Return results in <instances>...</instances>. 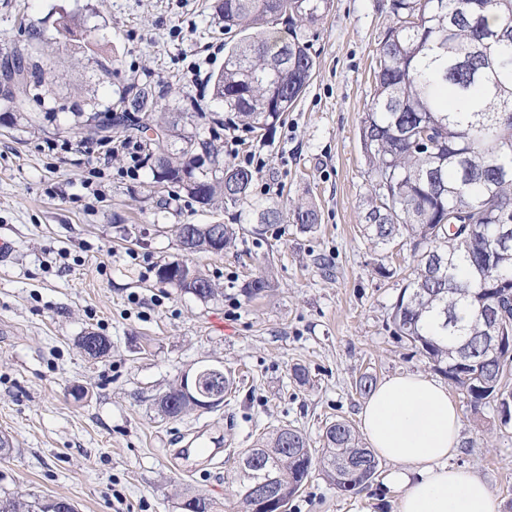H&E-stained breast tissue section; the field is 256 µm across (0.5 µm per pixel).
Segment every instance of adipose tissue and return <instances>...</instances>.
<instances>
[{"mask_svg": "<svg viewBox=\"0 0 512 512\" xmlns=\"http://www.w3.org/2000/svg\"><path fill=\"white\" fill-rule=\"evenodd\" d=\"M368 446L391 464L384 483L397 491V512H498L491 488L451 465L460 444L456 400L420 372L393 375L360 412Z\"/></svg>", "mask_w": 512, "mask_h": 512, "instance_id": "adipose-tissue-1", "label": "adipose tissue"}]
</instances>
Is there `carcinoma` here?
<instances>
[{"mask_svg":"<svg viewBox=\"0 0 512 512\" xmlns=\"http://www.w3.org/2000/svg\"><path fill=\"white\" fill-rule=\"evenodd\" d=\"M327 0H217L215 10L224 33L239 38L224 44V70L210 77L214 100L236 113L249 133L272 131L305 92L316 66L301 24L318 20ZM396 22L378 42L374 94L360 127L368 161L369 194L362 213L364 236L376 247L396 242L409 247L410 273L391 319L394 333L406 339L432 367L458 384L471 410L494 402L512 415V361L485 354L486 336L500 324L512 331V304L485 307L486 289L500 277H512V257L495 259L490 243L512 212V0H392ZM288 17V35L277 28ZM496 31L494 46L480 42L478 28ZM147 88L120 97L119 105L145 102ZM133 129L172 130L183 140L182 155L164 152L165 138L153 139L162 169L159 183L181 184L209 205L246 206L260 224H279L284 215L303 232L319 224L316 207L258 200L252 195L255 173L223 163L211 145L193 154L196 137L164 119ZM432 146H420L422 131ZM467 213L471 234L462 239L448 231V210ZM230 224H203L190 252L218 253L234 244ZM180 291L206 299L217 288L195 268ZM469 365L458 368L460 351ZM257 454L255 479L270 480L292 500L317 468L336 488L349 492L375 474L377 460L353 426L338 419L326 427L321 452L312 449L295 427L277 426L240 453ZM10 512H47L41 497H0ZM213 502L188 492L182 512H213Z\"/></svg>","mask_w":512,"mask_h":512,"instance_id":"1","label":"carcinoma"}]
</instances>
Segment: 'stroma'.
<instances>
[{
  "mask_svg": "<svg viewBox=\"0 0 512 512\" xmlns=\"http://www.w3.org/2000/svg\"><path fill=\"white\" fill-rule=\"evenodd\" d=\"M216 0H0V65L16 50L42 72L14 85L0 72V237L14 250L0 262V496L64 497L79 512H180L186 490L236 512L238 450L288 424L318 445L326 426L359 424L362 373L377 380L427 372L390 315L401 291L399 247L374 248L361 234L369 188L361 121L373 96V57L392 22L391 0H328L307 27L316 70L295 108L264 137L233 129L212 99L224 67ZM85 32L68 41L60 17ZM150 87L185 134L219 146L225 160H264L256 185L269 198L315 205L316 231L291 220L258 230L246 209L205 206L185 188H158L152 164L129 156L101 163L103 138L151 142L112 124L122 92ZM29 110L6 107L5 95ZM232 224L223 253L188 254L178 224ZM183 261L216 283L207 299L160 283L158 268ZM262 275L272 288L247 298ZM111 342L93 360L76 346L88 332ZM234 371L238 388L212 410L168 418L155 404L184 372ZM308 374L293 377L294 366ZM87 392L75 401L72 386ZM462 423L452 462L473 469L512 512V423L495 405L472 412L448 383ZM375 476L351 492L313 471L288 512H395L396 493Z\"/></svg>",
  "mask_w": 512,
  "mask_h": 512,
  "instance_id": "1",
  "label": "stroma"
}]
</instances>
